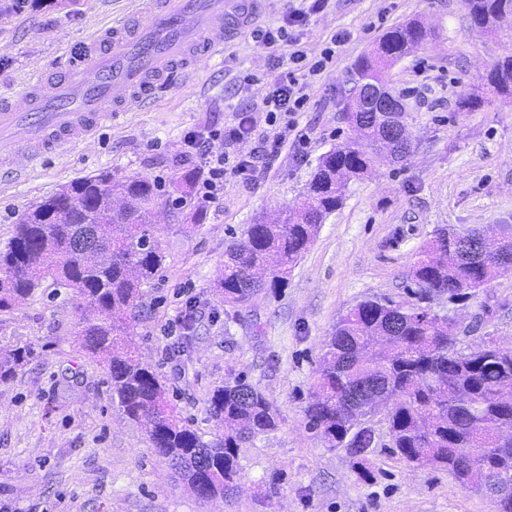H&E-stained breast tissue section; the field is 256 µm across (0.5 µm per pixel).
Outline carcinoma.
Listing matches in <instances>:
<instances>
[{
	"mask_svg": "<svg viewBox=\"0 0 512 512\" xmlns=\"http://www.w3.org/2000/svg\"><path fill=\"white\" fill-rule=\"evenodd\" d=\"M471 20L488 31L512 18V0H464ZM428 36L418 23L397 24L382 33L374 50L359 61V79L383 85L381 65L410 54ZM485 85L512 94V55L486 72ZM361 135L325 153L302 202L278 222L248 225L231 240L214 288L224 303L246 307L265 289L288 285V273L315 238L326 215L342 205L348 180L367 173L382 153L395 163L410 155L411 142L395 131L403 112H356L349 116ZM200 168L175 172L168 185L143 176L109 172L77 179L37 203L18 220L0 249V311L12 310L42 282L76 294V337L107 370L112 398L127 419L145 425L155 452L179 475L207 495L236 488L240 448L276 427L277 411L244 375L214 389L210 414L224 433L206 441L176 412L152 367L139 358L126 336L140 312L143 288L164 267L154 236L159 209L177 221L205 219L199 196ZM461 233L440 228L412 267V301L370 297L333 326L316 369L314 400L306 410L309 427L334 447L355 457L372 447L367 419L384 415L394 452L419 467L445 468L464 489L494 494L498 512H512V349L491 341L457 357L451 320L420 303L448 296L464 304L477 290L512 270V225L501 228L496 249L471 254L459 248ZM96 250L76 253L81 243ZM34 355L29 346L0 353V381Z\"/></svg>",
	"mask_w": 512,
	"mask_h": 512,
	"instance_id": "cac0c4a2",
	"label": "carcinoma"
}]
</instances>
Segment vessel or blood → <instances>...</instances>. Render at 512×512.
Instances as JSON below:
<instances>
[{
    "label": "vessel or blood",
    "instance_id": "1",
    "mask_svg": "<svg viewBox=\"0 0 512 512\" xmlns=\"http://www.w3.org/2000/svg\"><path fill=\"white\" fill-rule=\"evenodd\" d=\"M106 31L107 52L65 78L0 100V176L18 179L64 144L88 139L140 108L193 68L198 53L221 54L260 0H147Z\"/></svg>",
    "mask_w": 512,
    "mask_h": 512
}]
</instances>
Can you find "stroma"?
<instances>
[{"label": "stroma", "mask_w": 512, "mask_h": 512, "mask_svg": "<svg viewBox=\"0 0 512 512\" xmlns=\"http://www.w3.org/2000/svg\"><path fill=\"white\" fill-rule=\"evenodd\" d=\"M138 0H0V93L21 95L41 73L63 72L75 44L138 10ZM422 21L432 32L387 67L403 95L412 140L406 161L383 160L350 179L288 277L248 306H225L214 291L232 235L261 216L297 204L320 157L354 138L344 106L360 57L391 25ZM336 63L309 89L297 116L305 146L287 144L253 183L228 176L206 218L185 228L157 225L165 265L145 288L130 332L182 416L204 439L219 435L208 395L232 375L276 406L275 431L240 452V490L202 499L157 455L140 424L126 418L103 364L81 349L72 295L44 285L25 304L0 312V352L29 345L36 355L0 382V512H496L492 497L459 486L445 469L420 468L391 448L382 417L360 478L346 448L310 429L306 409L315 371L338 318L369 297L408 298L412 266L435 229L512 224V97L489 96L482 77L512 54V28L473 29L463 0H331L300 30L309 54L331 45ZM278 77L269 53L244 30L223 61L201 58L192 77L85 142L45 156L19 180H0V247L17 218L62 185L103 170L166 179L184 159L190 129L227 125L236 109L268 129L262 100ZM486 97L459 109L461 96ZM195 310L192 332L182 318ZM466 328L461 348L483 336L512 347V272L467 303L431 302Z\"/></svg>", "instance_id": "stroma-1"}]
</instances>
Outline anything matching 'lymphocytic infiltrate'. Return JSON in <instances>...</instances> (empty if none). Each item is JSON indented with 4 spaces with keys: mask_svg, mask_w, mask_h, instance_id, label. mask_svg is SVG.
Segmentation results:
<instances>
[{
    "mask_svg": "<svg viewBox=\"0 0 512 512\" xmlns=\"http://www.w3.org/2000/svg\"><path fill=\"white\" fill-rule=\"evenodd\" d=\"M330 0H309L308 4L295 6L288 0L284 12V26L255 30L254 36L266 49L277 50L285 43L291 49L290 66L281 72L263 101L262 109L267 112L269 122L275 128L274 134L256 135L255 125L248 111H236L231 122L224 129L215 131L191 130L184 135L187 154L198 156L207 168V174L199 187L204 201L213 202L224 194V178L234 174L244 180L257 178L263 160L277 153L290 135L295 134V116L304 111L309 102L307 91L315 76L332 64L335 51L325 48L320 55L308 57L300 47V38L295 35L296 27L305 25L312 15L324 12ZM253 140L254 147L249 155L237 156L233 147L242 141Z\"/></svg>",
    "mask_w": 512,
    "mask_h": 512,
    "instance_id": "obj_1",
    "label": "lymphocytic infiltrate"
}]
</instances>
